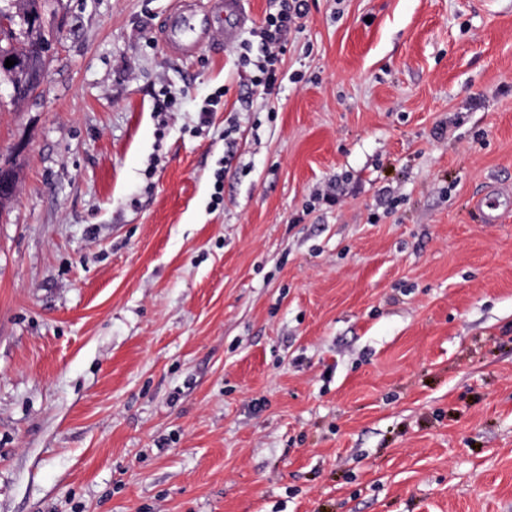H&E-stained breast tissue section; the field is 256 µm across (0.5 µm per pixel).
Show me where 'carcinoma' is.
Instances as JSON below:
<instances>
[{
	"mask_svg": "<svg viewBox=\"0 0 512 512\" xmlns=\"http://www.w3.org/2000/svg\"><path fill=\"white\" fill-rule=\"evenodd\" d=\"M48 38L42 23H32L27 33L22 37H15L11 33L0 30V76L15 77L21 88V95L13 99L16 106L27 100V95L34 94L35 88L27 82L28 70L42 69L44 56L39 52L40 45ZM11 58L16 61L12 67H5V60Z\"/></svg>",
	"mask_w": 512,
	"mask_h": 512,
	"instance_id": "obj_1",
	"label": "carcinoma"
}]
</instances>
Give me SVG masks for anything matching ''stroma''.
Returning <instances> with one entry per match:
<instances>
[{
    "mask_svg": "<svg viewBox=\"0 0 512 512\" xmlns=\"http://www.w3.org/2000/svg\"><path fill=\"white\" fill-rule=\"evenodd\" d=\"M182 5L0 97V512H512V0H307L268 97ZM184 2V12L174 15L169 25L168 48L172 54L177 56L188 55L199 45L195 39L194 27L185 15L191 10L192 1Z\"/></svg>",
    "mask_w": 512,
    "mask_h": 512,
    "instance_id": "35a3bbf8",
    "label": "stroma"
}]
</instances>
